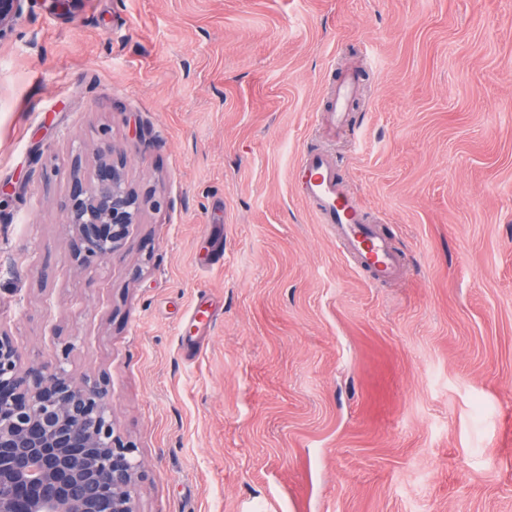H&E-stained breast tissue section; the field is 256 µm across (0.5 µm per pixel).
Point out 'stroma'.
I'll return each mask as SVG.
<instances>
[{
  "instance_id": "35a3bbf8",
  "label": "stroma",
  "mask_w": 512,
  "mask_h": 512,
  "mask_svg": "<svg viewBox=\"0 0 512 512\" xmlns=\"http://www.w3.org/2000/svg\"><path fill=\"white\" fill-rule=\"evenodd\" d=\"M107 145L142 218L81 272L64 203ZM320 148L403 277L371 282L303 202ZM0 328L34 363L74 337L140 512H512V0H26ZM359 88V78L354 75H346L339 79L329 99V112L334 124L342 123L347 116L346 112H351Z\"/></svg>"
}]
</instances>
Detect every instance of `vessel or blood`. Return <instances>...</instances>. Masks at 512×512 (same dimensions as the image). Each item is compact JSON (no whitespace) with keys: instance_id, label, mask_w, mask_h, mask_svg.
<instances>
[{"instance_id":"obj_1","label":"vessel or blood","mask_w":512,"mask_h":512,"mask_svg":"<svg viewBox=\"0 0 512 512\" xmlns=\"http://www.w3.org/2000/svg\"><path fill=\"white\" fill-rule=\"evenodd\" d=\"M359 88L358 77L347 75L339 79L329 99L333 123H342ZM300 168L304 176V202L320 223L331 225L337 245L352 257L355 268L370 272L379 281L399 275L398 254L374 227L357 196L345 188L333 161L323 153L310 152L302 159Z\"/></svg>"}]
</instances>
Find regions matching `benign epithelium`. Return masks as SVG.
<instances>
[{"label": "benign epithelium", "instance_id": "benign-epithelium-1", "mask_svg": "<svg viewBox=\"0 0 512 512\" xmlns=\"http://www.w3.org/2000/svg\"><path fill=\"white\" fill-rule=\"evenodd\" d=\"M26 0H0V44ZM93 180L75 177L66 203L68 258L79 270L123 248L141 222L142 199L123 160L96 149ZM72 343L51 365L26 362L0 328V512H139L143 479L135 447L116 431L103 379L67 373Z\"/></svg>", "mask_w": 512, "mask_h": 512}]
</instances>
